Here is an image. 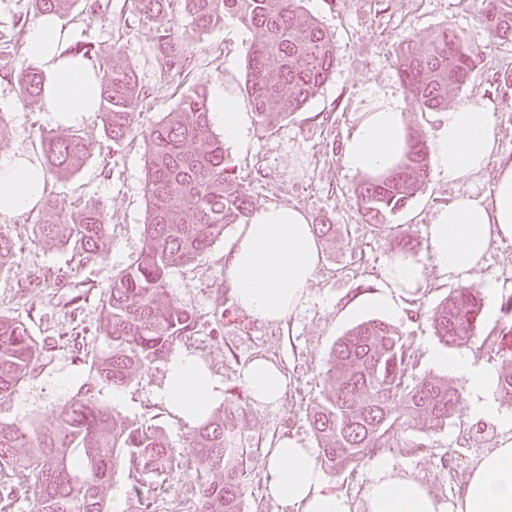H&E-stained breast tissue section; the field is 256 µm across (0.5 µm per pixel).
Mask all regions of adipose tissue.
I'll return each mask as SVG.
<instances>
[{
    "label": "adipose tissue",
    "mask_w": 512,
    "mask_h": 512,
    "mask_svg": "<svg viewBox=\"0 0 512 512\" xmlns=\"http://www.w3.org/2000/svg\"><path fill=\"white\" fill-rule=\"evenodd\" d=\"M70 28L53 13L40 16L25 36V57L43 75L42 102L57 122L72 126L98 110L100 75L82 56L62 50ZM355 124L341 149L345 168L355 175H376L395 168L409 149L404 98L385 85L369 82L358 98ZM212 121L225 139L242 140L245 112L234 96L215 89L209 101ZM435 176L455 194L437 209L427 226L429 256L445 278L465 282L480 268L496 242H512V159L498 156L496 106L466 101L444 112L429 137ZM495 165L491 194L471 190L474 176ZM45 190L43 166L22 152L0 156V216L35 209ZM320 262V246L307 214L301 209L269 205L241 225L226 253L224 270L230 293L248 315L264 322L283 320L301 309ZM387 285L367 299L369 307L399 313L400 297L422 287L424 263L405 252L393 254L383 271ZM466 382L472 410L479 416L497 413L494 391L498 373L478 366L470 352L444 358ZM242 384L254 403L277 405L286 388L280 369L258 358L242 373ZM221 376L191 350L171 355L155 398L172 417L189 427L206 421L224 400ZM496 448L479 457L463 483L456 512H512V418L500 420ZM267 488L287 512H447L444 503L414 477L398 473L385 455L372 461L361 503H354L330 483L314 449L294 436H283L269 448Z\"/></svg>",
    "instance_id": "adipose-tissue-1"
}]
</instances>
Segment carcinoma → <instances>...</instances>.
I'll list each match as a JSON object with an SVG mask.
<instances>
[{"mask_svg":"<svg viewBox=\"0 0 512 512\" xmlns=\"http://www.w3.org/2000/svg\"><path fill=\"white\" fill-rule=\"evenodd\" d=\"M34 15L57 12L68 0H29ZM135 12L157 22L151 55L163 76L186 71L192 54L178 43L171 15L179 11L205 31L238 19L263 31L247 54L246 94L260 125L271 129L300 110L323 86L336 64L332 39L301 6V0H133ZM481 16L492 39L512 41V0H481ZM28 14H19L13 37L0 41V68L14 70ZM478 51L454 29H439L420 48L405 37L397 57L404 90L426 109L448 106V92L463 86ZM42 76L30 62L17 73L20 96H41ZM146 90L118 50L99 83L98 112L113 153L138 133ZM144 192L148 222L137 256L112 279L102 303L89 375L76 396L57 410L56 427L0 421V512L25 503L28 512H108L106 494L114 478L141 497L151 483L165 493L180 468V453L156 426L135 425L99 399L100 385H127L142 368L194 345L197 316L166 296L169 273L193 264L230 224L251 216L246 186L232 173L224 143L214 134L205 90L184 95L147 133ZM48 178H61L94 151L68 127L41 139ZM428 145L411 133L403 163L381 178L360 181L354 194L372 224L402 210L429 180ZM56 221L36 225L39 237L68 245L81 268L107 241V215L96 204L76 207L48 198ZM15 243L0 230V271L11 262ZM484 302L479 289H454L432 310L434 333L446 344L466 348L478 340ZM481 347L502 363L498 392L512 404V324L491 331ZM43 344L28 326L0 314V404L9 400L35 369ZM418 358L408 337L390 324L364 321L340 338L326 360L328 391L306 408L310 430L320 441L319 460L333 474H355L415 428L448 422L462 387L417 373ZM244 411L214 414L189 431L197 461L192 488L195 512H242L249 483L251 449L241 435Z\"/></svg>","mask_w":512,"mask_h":512,"instance_id":"1","label":"carcinoma"}]
</instances>
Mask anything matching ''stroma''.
<instances>
[{"label":"stroma","mask_w":512,"mask_h":512,"mask_svg":"<svg viewBox=\"0 0 512 512\" xmlns=\"http://www.w3.org/2000/svg\"><path fill=\"white\" fill-rule=\"evenodd\" d=\"M303 7L321 23L336 46L335 70L299 112L274 129L261 126L248 115L244 142L225 141L234 173L248 189L253 208L268 204L303 209L311 223L335 224L336 238L321 241L320 265L308 288L304 307L290 318L266 323L242 313L230 292L220 291L224 256L238 232L230 225L212 248L194 265L174 269L166 285L175 306L194 311L198 317L196 338L199 355L222 376L227 386L223 411H244L243 434L252 449V481L243 500L244 512H285L267 492L265 451L283 433L295 434L307 447H317L305 408L330 382L324 363L336 340L355 325L379 319L408 336L419 357V373L460 384L448 366L431 361V350L456 355L455 347L435 336L428 311L454 289L434 265L425 267V284L408 300L421 309L417 318L396 316L366 306V298L384 285L383 269L392 253L391 238L404 232L415 255L427 254L426 226L434 208L447 203L455 189L430 178L426 186L386 223H368L353 193L359 178L347 171L341 148L351 131L361 87L375 81L402 93L395 56L401 40L413 36L424 43L440 28L450 27L481 50L470 82L451 90L449 105L471 100L496 104L497 130L502 156L512 158V43L491 39L484 27L477 0H303ZM63 19L73 31L72 43H91L100 52L93 62L100 71L111 67L109 48H118L133 65L148 97L138 116L141 129H149L173 111L181 95L202 86L222 88L244 96L245 56L249 44L263 33L244 28L226 18L207 31L193 29L187 18L175 19V28L195 51L188 71L160 76L150 48L154 22L135 20L125 25L104 22L100 12L86 9L75 0ZM0 115L7 131L0 137V154L22 151L42 157L40 134L55 127L51 113L41 101L24 102L15 76L0 69ZM95 146L68 177L47 182V196L68 203H96L107 213L108 244L82 269H75L67 247L48 242L33 233V227L50 221L45 210L10 218L0 217V229L16 242L11 264L0 271V313L29 326L46 344L37 364L16 393L0 405V420L30 421L38 429L56 425L58 405L73 396L89 374L87 351L96 346V328L101 304L114 274L127 266L141 249L147 222L144 195L145 145L142 138L127 140L116 157H109L100 115L94 114L75 126ZM493 291H486V284ZM471 284L482 289L490 314L483 331L504 322L502 303L512 299V242L495 244L484 267L476 270ZM223 310V322H215V310ZM256 358L277 365L286 377V390L275 406L241 405L244 389L240 373ZM70 377L64 391L54 382ZM163 380L162 363L140 370L128 385L113 390L102 386L101 400L138 425H158L172 448L180 452L183 466L169 493L157 496L156 512H194L191 488L196 460L187 448V427L172 419L156 401L154 389ZM120 400H113V393ZM494 431L492 418H476L469 396H462L446 425L422 433L421 449L409 448L400 439L387 454L399 471L419 479L447 507H454L458 483L464 482L474 461L495 448V440L470 446L461 456L456 478H449L440 458L455 447L463 429L472 424Z\"/></svg>","instance_id":"stroma-1"}]
</instances>
